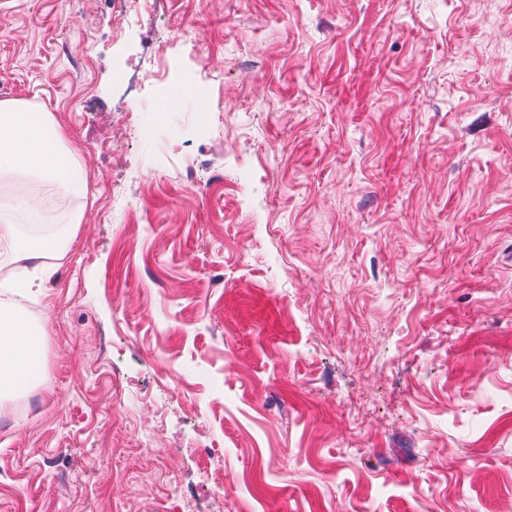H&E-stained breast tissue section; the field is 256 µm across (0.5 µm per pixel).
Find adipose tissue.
Here are the masks:
<instances>
[{
    "label": "adipose tissue",
    "instance_id": "obj_1",
    "mask_svg": "<svg viewBox=\"0 0 512 512\" xmlns=\"http://www.w3.org/2000/svg\"><path fill=\"white\" fill-rule=\"evenodd\" d=\"M65 139L51 113L30 111L20 100H1L0 186L34 179L54 189L58 204L84 197L86 177ZM30 209L22 196L0 207V241L8 242L21 261L9 283L14 290L34 288V272L62 258L74 239L73 231L63 227L41 236L25 232L21 223ZM46 333L45 325L0 305V403L17 397L31 377L40 360L36 339Z\"/></svg>",
    "mask_w": 512,
    "mask_h": 512
}]
</instances>
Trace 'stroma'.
<instances>
[{"instance_id": "stroma-1", "label": "stroma", "mask_w": 512, "mask_h": 512, "mask_svg": "<svg viewBox=\"0 0 512 512\" xmlns=\"http://www.w3.org/2000/svg\"><path fill=\"white\" fill-rule=\"evenodd\" d=\"M7 99L88 190L0 512H512V0H0Z\"/></svg>"}]
</instances>
